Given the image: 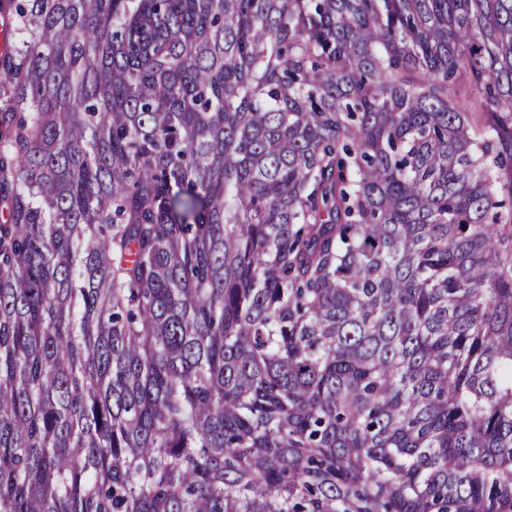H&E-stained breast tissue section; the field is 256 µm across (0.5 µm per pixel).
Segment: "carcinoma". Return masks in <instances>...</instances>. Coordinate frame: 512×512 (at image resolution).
<instances>
[{"instance_id": "1", "label": "carcinoma", "mask_w": 512, "mask_h": 512, "mask_svg": "<svg viewBox=\"0 0 512 512\" xmlns=\"http://www.w3.org/2000/svg\"><path fill=\"white\" fill-rule=\"evenodd\" d=\"M0 10V512H512V0Z\"/></svg>"}]
</instances>
